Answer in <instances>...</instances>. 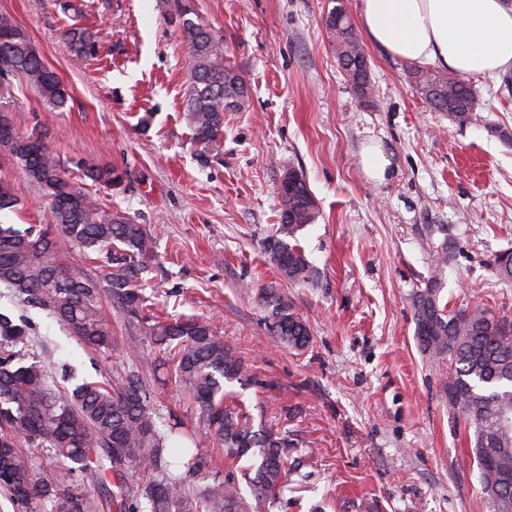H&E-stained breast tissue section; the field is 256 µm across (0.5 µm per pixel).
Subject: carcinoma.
Returning a JSON list of instances; mask_svg holds the SVG:
<instances>
[{
  "mask_svg": "<svg viewBox=\"0 0 512 512\" xmlns=\"http://www.w3.org/2000/svg\"><path fill=\"white\" fill-rule=\"evenodd\" d=\"M330 2L323 25L336 61L355 94L368 97L373 85L360 38L343 2ZM193 15V0H166L167 23L189 45L185 111L195 142L208 148L224 136V113L246 108L250 89L224 64L223 40ZM64 36L74 64L97 59L91 29L71 24ZM0 48V97L18 80L50 111L65 108L69 86L44 62L27 29L6 16L0 17ZM409 77L433 109L461 123L476 117V90L458 75L417 66ZM14 111L0 106V150L44 192L50 224L24 230L0 224V287L23 310L47 312L96 354L112 343L101 311L107 298L140 326L128 349L152 347L153 363L166 369L198 409L212 446L222 450L231 469H215L196 430L178 421L158 425L151 388L139 371L65 389L59 381L68 379L67 369L27 356L31 325L25 316L0 313V493L29 512H257L279 506L288 487V435L254 429L246 411L227 402L224 383L244 375L241 359L208 321L162 319L145 294L158 232L100 207L76 187L44 131L20 130ZM76 167L84 179L110 190L127 178L125 169L99 159H82ZM283 176L278 224L265 249L283 277L309 283L314 271L297 233L317 222L319 209L303 174L290 169ZM19 205L14 187L0 180V211ZM456 249L457 242L444 235L424 287L414 294L416 339L439 364L448 407L473 428L471 454L483 496L493 512H512V320L479 305L456 309L442 303L444 268ZM71 251L96 253L98 275L73 267L67 260ZM491 264L499 282L512 284V248L495 253ZM262 301L277 342L296 349L310 343L307 323L275 289H263ZM26 448L51 451L62 470L37 475ZM245 457L254 463L237 470Z\"/></svg>",
  "mask_w": 512,
  "mask_h": 512,
  "instance_id": "cac0c4a2",
  "label": "carcinoma"
}]
</instances>
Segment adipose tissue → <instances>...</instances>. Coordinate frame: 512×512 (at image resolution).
Masks as SVG:
<instances>
[{"mask_svg":"<svg viewBox=\"0 0 512 512\" xmlns=\"http://www.w3.org/2000/svg\"><path fill=\"white\" fill-rule=\"evenodd\" d=\"M361 27L390 56L461 74L512 69V0H359Z\"/></svg>","mask_w":512,"mask_h":512,"instance_id":"ef3b65f1","label":"adipose tissue"}]
</instances>
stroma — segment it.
Segmentation results:
<instances>
[{
	"mask_svg": "<svg viewBox=\"0 0 512 512\" xmlns=\"http://www.w3.org/2000/svg\"><path fill=\"white\" fill-rule=\"evenodd\" d=\"M98 56L75 69L52 0H0L71 89L65 111L15 84L7 103L22 130L41 124L63 161L94 157L125 167L120 190L94 188L106 208L161 228L151 278L159 313L210 321L243 359L226 383L254 428L287 432V506L278 512H490L469 433L442 391L438 366L415 338L412 297L447 227L460 250L445 268L452 306L483 304L512 319V285L488 266L512 248V85L470 76L476 118L458 123L417 92L409 62L363 48L375 92L357 97L342 75L322 17L328 0H196L201 23L224 41L246 79L247 108L224 115V137L201 155L183 110L188 45L164 20L166 0H83ZM380 142L391 161L382 184L360 164ZM301 172L320 211L298 238L315 271L299 285L264 247L277 222V186ZM0 178L20 196L0 224L48 221V201L0 152ZM274 287L311 331L303 349L278 343L264 288ZM111 353L89 352L33 310L28 353L102 381L129 353L133 326L104 305ZM164 419L193 427L197 410L163 375L150 381Z\"/></svg>",
	"mask_w": 512,
	"mask_h": 512,
	"instance_id": "obj_1",
	"label": "stroma"
}]
</instances>
